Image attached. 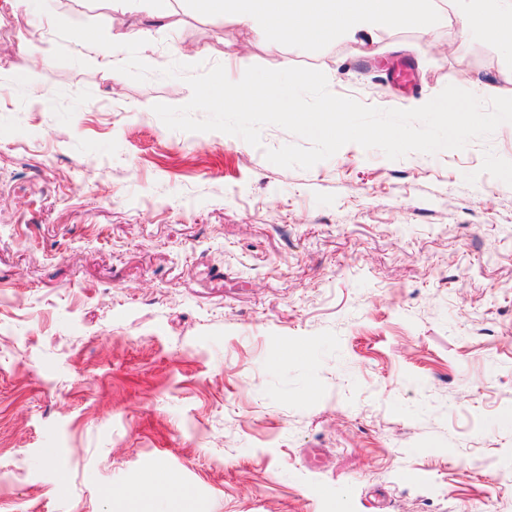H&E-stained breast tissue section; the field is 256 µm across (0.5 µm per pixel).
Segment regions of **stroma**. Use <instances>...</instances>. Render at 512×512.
Listing matches in <instances>:
<instances>
[{
	"label": "stroma",
	"mask_w": 512,
	"mask_h": 512,
	"mask_svg": "<svg viewBox=\"0 0 512 512\" xmlns=\"http://www.w3.org/2000/svg\"><path fill=\"white\" fill-rule=\"evenodd\" d=\"M57 17L144 40L154 75L113 80ZM186 48L382 109L512 97L450 20L320 47L193 0H0V512H512V123L282 168L280 127L155 115L192 96L157 74Z\"/></svg>",
	"instance_id": "obj_1"
}]
</instances>
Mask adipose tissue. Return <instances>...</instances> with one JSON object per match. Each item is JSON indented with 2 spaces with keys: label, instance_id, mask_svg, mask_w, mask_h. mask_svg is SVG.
<instances>
[{
  "label": "adipose tissue",
  "instance_id": "1",
  "mask_svg": "<svg viewBox=\"0 0 512 512\" xmlns=\"http://www.w3.org/2000/svg\"><path fill=\"white\" fill-rule=\"evenodd\" d=\"M201 12L258 25L286 41L329 46L384 28L434 27L441 15L459 33L512 58V0H196Z\"/></svg>",
  "mask_w": 512,
  "mask_h": 512
}]
</instances>
